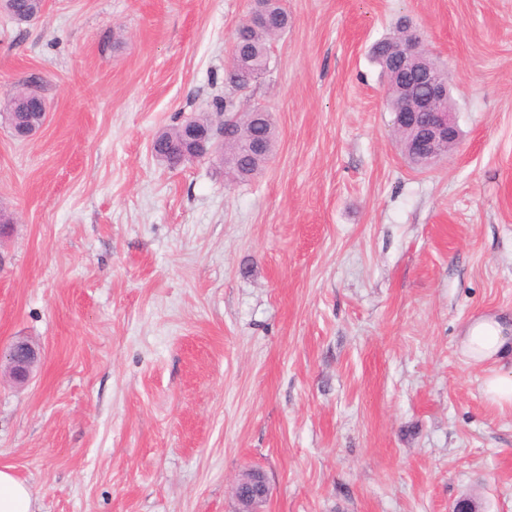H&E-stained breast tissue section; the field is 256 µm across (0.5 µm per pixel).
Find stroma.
Masks as SVG:
<instances>
[{"label":"stroma","mask_w":512,"mask_h":512,"mask_svg":"<svg viewBox=\"0 0 512 512\" xmlns=\"http://www.w3.org/2000/svg\"><path fill=\"white\" fill-rule=\"evenodd\" d=\"M252 0H44L0 11V467L32 512H512V408L463 324L512 315V0H285L272 71L224 82ZM409 21L445 71L460 140L403 154L371 45ZM265 106L261 173L171 168L155 135L214 99ZM30 97L31 100L38 101L42 104L41 118L38 125L26 123V121L23 119V116L20 115L22 112L9 113V115L12 114V116L14 117L16 126L17 123L19 125V128L13 129V125L11 124L14 135L19 139H27L31 137L36 131H38L43 126L46 120V104L44 103L43 99L35 92H33ZM7 360L9 368L19 382H27L39 362L38 351L27 341L19 340L14 342L4 355L1 351L0 359ZM482 392L487 400L501 408H512V373L492 371L483 380ZM257 469L244 471L238 479L240 497H236L235 512H264L270 495V487L263 472L261 481H252Z\"/></svg>","instance_id":"obj_1"}]
</instances>
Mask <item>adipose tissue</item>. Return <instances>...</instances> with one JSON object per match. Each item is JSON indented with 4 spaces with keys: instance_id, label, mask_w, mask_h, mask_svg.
I'll use <instances>...</instances> for the list:
<instances>
[{
    "instance_id": "adipose-tissue-1",
    "label": "adipose tissue",
    "mask_w": 512,
    "mask_h": 512,
    "mask_svg": "<svg viewBox=\"0 0 512 512\" xmlns=\"http://www.w3.org/2000/svg\"><path fill=\"white\" fill-rule=\"evenodd\" d=\"M461 351L476 364L512 359V319L496 314L473 319L464 331Z\"/></svg>"
}]
</instances>
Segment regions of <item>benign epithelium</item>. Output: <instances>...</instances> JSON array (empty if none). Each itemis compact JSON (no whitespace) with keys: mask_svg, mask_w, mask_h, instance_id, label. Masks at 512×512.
<instances>
[{"mask_svg":"<svg viewBox=\"0 0 512 512\" xmlns=\"http://www.w3.org/2000/svg\"><path fill=\"white\" fill-rule=\"evenodd\" d=\"M428 94L418 95L414 84H406L405 98L398 109L401 127L414 130V136L408 142L407 153L419 165L426 167L444 156L447 148L459 140V130L454 113L448 110V79L440 72L426 70L421 74ZM23 105L17 106L12 113L18 128L14 135L27 139L45 123L47 112L41 111L40 124H28L20 115ZM224 137V126L217 128L199 127L191 123L186 125L183 137L170 142V147L180 151L182 158L207 156L217 147L219 139ZM7 360L9 368L19 382H27L39 362L38 351L28 342H14L0 359ZM257 470L244 471L238 479L240 497L236 498L235 512H264V506L270 495L266 477L254 480Z\"/></svg>","mask_w":512,"mask_h":512,"instance_id":"7a95c632","label":"benign epithelium"}]
</instances>
